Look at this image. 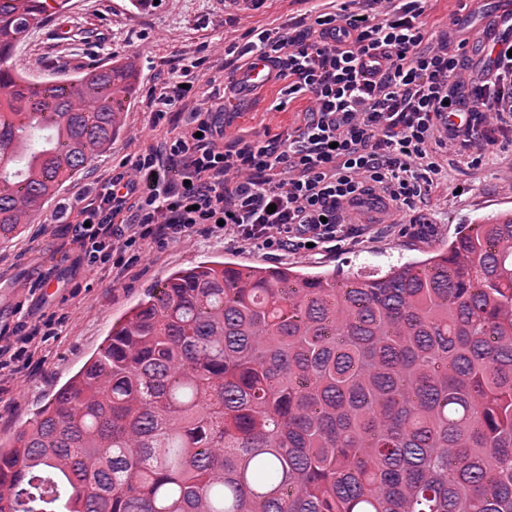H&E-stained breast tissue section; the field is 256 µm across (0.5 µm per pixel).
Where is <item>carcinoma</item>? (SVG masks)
<instances>
[{
	"mask_svg": "<svg viewBox=\"0 0 512 512\" xmlns=\"http://www.w3.org/2000/svg\"><path fill=\"white\" fill-rule=\"evenodd\" d=\"M67 0H0V60ZM137 70L0 72V240L121 131ZM0 512H512V221L372 274H169L0 448Z\"/></svg>",
	"mask_w": 512,
	"mask_h": 512,
	"instance_id": "1",
	"label": "carcinoma"
}]
</instances>
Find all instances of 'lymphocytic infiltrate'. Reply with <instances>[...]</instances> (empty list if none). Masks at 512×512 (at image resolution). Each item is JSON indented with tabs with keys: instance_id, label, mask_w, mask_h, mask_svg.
<instances>
[{
	"instance_id": "lymphocytic-infiltrate-1",
	"label": "lymphocytic infiltrate",
	"mask_w": 512,
	"mask_h": 512,
	"mask_svg": "<svg viewBox=\"0 0 512 512\" xmlns=\"http://www.w3.org/2000/svg\"><path fill=\"white\" fill-rule=\"evenodd\" d=\"M434 0H311L300 22L252 28L246 42L224 41L221 101L241 99L231 79L252 59L265 60L281 112L308 106L294 132L268 137L226 133L221 102L198 90L191 67L163 82L149 108L183 114L163 148L132 164L135 178L113 177L82 212L72 242L88 262L119 245L224 231L244 246L306 252L345 240L352 213L373 211L391 223L424 212L434 185L448 178V154L473 170L512 132V57L492 62L491 79L471 78L466 39L437 31ZM470 112L453 131L448 116Z\"/></svg>"
}]
</instances>
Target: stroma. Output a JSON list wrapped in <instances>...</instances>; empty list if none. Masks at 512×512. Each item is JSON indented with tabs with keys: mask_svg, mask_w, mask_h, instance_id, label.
Segmentation results:
<instances>
[{
	"mask_svg": "<svg viewBox=\"0 0 512 512\" xmlns=\"http://www.w3.org/2000/svg\"><path fill=\"white\" fill-rule=\"evenodd\" d=\"M304 0H264L256 9L224 0H70L24 35L16 59L37 81L127 58L138 81L122 114V129L100 154L68 182L11 241L0 243V333L16 338L18 355L0 368V445L28 425L54 393L104 345L147 293L173 271L206 261L288 266L304 272L369 273L427 256L447 247L460 225L474 224L512 207V182L502 180L495 160L480 172L452 164L448 181L433 195L427 224H359L335 247L310 254H284L241 247L220 233L202 232L180 241L137 243L94 265L70 253L71 227L84 201L97 197L113 176L129 174L132 161L160 145L181 118L155 119L147 105L161 79L197 62L201 93L224 80V39L251 27L304 13ZM279 84H268L244 104L228 103L230 131L274 137L300 122L297 112L268 106Z\"/></svg>",
	"mask_w": 512,
	"mask_h": 512,
	"instance_id": "35a3bbf8",
	"label": "stroma"
}]
</instances>
